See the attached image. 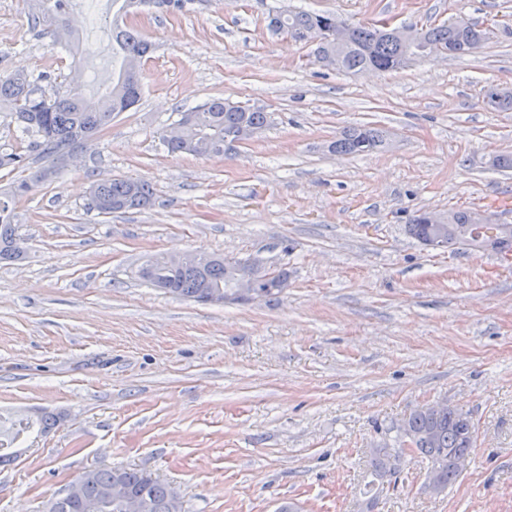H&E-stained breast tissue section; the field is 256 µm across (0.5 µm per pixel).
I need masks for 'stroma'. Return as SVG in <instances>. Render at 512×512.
Returning <instances> with one entry per match:
<instances>
[{"mask_svg": "<svg viewBox=\"0 0 512 512\" xmlns=\"http://www.w3.org/2000/svg\"><path fill=\"white\" fill-rule=\"evenodd\" d=\"M350 22L422 27L462 16L492 30L478 52L386 73L324 67L315 43L267 27L271 6ZM32 0H0V73L25 67L46 96L72 64L110 86L104 0L80 59L31 27ZM134 24L155 45L143 97L55 181L17 203L24 260L0 265V420L60 414L0 465V512H44L94 468L168 482L183 512H357L371 448L398 458L374 512H512V259L431 248L407 226L424 211L495 213L512 224V0H190ZM224 98L271 115L221 156L171 154L178 113ZM388 130L386 148L333 152L347 128ZM150 183L146 210L102 215L91 186ZM186 251L288 271L277 299L181 300L137 275ZM443 403L477 442L447 493L402 446L403 420Z\"/></svg>", "mask_w": 512, "mask_h": 512, "instance_id": "obj_1", "label": "stroma"}]
</instances>
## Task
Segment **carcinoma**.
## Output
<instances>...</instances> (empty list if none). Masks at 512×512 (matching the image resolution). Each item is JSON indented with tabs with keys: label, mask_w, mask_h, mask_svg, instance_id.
Masks as SVG:
<instances>
[{
	"label": "carcinoma",
	"mask_w": 512,
	"mask_h": 512,
	"mask_svg": "<svg viewBox=\"0 0 512 512\" xmlns=\"http://www.w3.org/2000/svg\"><path fill=\"white\" fill-rule=\"evenodd\" d=\"M152 4L157 8L180 10L184 0H112L117 13L128 14L132 3ZM269 28L275 33L286 32L304 41L309 33L322 34L336 27V15L290 10L283 14L271 9ZM491 32L463 17L424 29V42L443 47L454 56L477 52L490 40ZM74 35L63 23L55 25L52 44L70 51ZM153 51V45L133 25L112 23V57L119 68L112 71V85L100 96L87 97L77 87L58 91L48 98L38 92L35 80L23 73H0V113L21 127L11 152L0 153V169L10 167L24 173L8 191L0 192V263L22 257L23 249L16 235L17 215L13 199L32 193V188L53 181L64 169L61 156L70 149H88L97 136L112 124L118 114L132 108L141 98L140 63ZM422 58L417 49L401 45L383 30L352 23L346 43L339 52V69L356 72L375 69L381 73L406 66ZM486 103L498 111L512 110V91L490 87L485 91ZM271 120L269 113L250 109L224 99H210L204 104L180 113L176 121L180 129L175 139L162 136L171 153L196 156L224 155L225 138L243 126L264 129ZM387 144L386 132L378 127L352 129L334 143L336 151L353 154L379 149ZM89 208L103 215L145 209L154 204L150 185L141 179L112 178L92 187ZM408 233L425 244L433 235V225L425 222V214L417 215L408 225ZM255 279L256 299L274 298L288 285V272L282 268L270 270L260 260H247ZM241 262H226L213 256L210 263L199 268L178 264L171 257L149 259L139 270L140 277L166 293L202 304H222L224 294L236 288ZM467 414L448 406L433 411L427 407L411 413L403 421L412 451L428 461L431 469L449 486L457 481L461 471L448 464V459L468 455L474 446L475 428ZM390 455L386 448H375L369 465L375 475L391 484L397 469L385 463ZM80 495L62 502L55 498L46 504V512H123L115 499L108 496L109 488L120 483L127 493L142 498L145 512H182L177 491L169 484L152 479L131 468L91 469L75 479Z\"/></svg>",
	"instance_id": "cac0c4a2"
}]
</instances>
